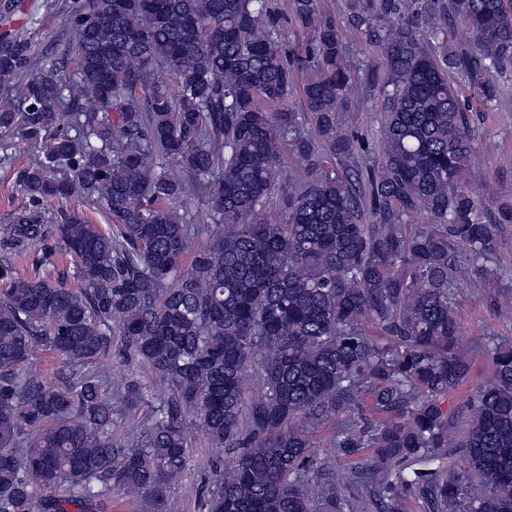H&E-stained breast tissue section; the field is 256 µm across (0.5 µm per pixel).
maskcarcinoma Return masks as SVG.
Listing matches in <instances>:
<instances>
[{"mask_svg":"<svg viewBox=\"0 0 512 512\" xmlns=\"http://www.w3.org/2000/svg\"><path fill=\"white\" fill-rule=\"evenodd\" d=\"M418 3H348L380 56L368 224L336 173L353 163L338 115L361 81L321 0H291L311 36L300 88L274 0L54 2L74 40L51 57L0 35V154L17 139L33 155L0 251L52 240L74 265L66 286L0 264V512H103L127 493L180 512L168 488L199 436L228 455L209 512H512V344L459 346L455 282L488 274L498 223L463 182L473 138L449 78L497 97L512 0H448L474 45L451 54L440 18L408 20ZM297 90L304 112L288 105ZM289 152L331 170L285 184ZM274 194L278 212L256 221ZM74 195L116 231L44 209ZM189 197L210 218L196 249ZM415 214L433 224L409 227ZM116 334L146 374L125 387L106 363ZM40 351L62 360V383L33 372ZM477 352L493 382L455 418L441 396ZM119 400L138 411L121 435ZM325 424L352 460L343 476L315 459Z\"/></svg>","mask_w":512,"mask_h":512,"instance_id":"cac0c4a2","label":"carcinoma"}]
</instances>
